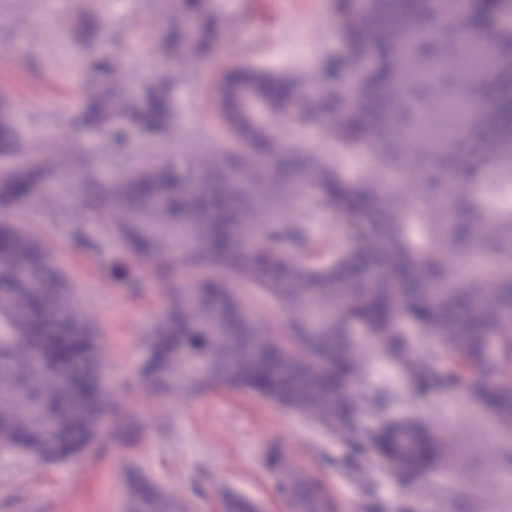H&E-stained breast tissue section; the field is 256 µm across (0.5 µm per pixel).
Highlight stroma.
<instances>
[{
  "label": "stroma",
  "instance_id": "1",
  "mask_svg": "<svg viewBox=\"0 0 512 512\" xmlns=\"http://www.w3.org/2000/svg\"><path fill=\"white\" fill-rule=\"evenodd\" d=\"M222 24L212 60L184 65L162 50L166 18L151 0H0V101L28 126L30 152L58 168L97 156L99 176L119 174L122 162L102 151L98 135L71 127L69 116L87 103L88 58L120 57V83L134 88L173 74L182 152L215 148L224 131L209 101L218 74L240 66L310 76L318 60L340 53L343 41L334 0H279L280 18L264 0H214ZM85 182L60 179L34 207L27 230L55 250L74 287V302L97 333L106 380L118 407L105 430L122 444H99L73 459L44 464L0 456V512H124L130 470H138L183 501L187 512H224V494L243 495L261 512H289L267 466L271 450L316 476L333 512H512V472L497 468L512 432L460 392L421 402L407 397L394 366L378 362L373 375L390 381L398 400L393 415L415 412L452 436L449 455L461 454L468 471L445 465L427 476L431 496L415 495L384 469L372 484L356 482L343 443L294 411L258 394L217 388L195 397L160 398L135 378L149 355L147 336L168 304L170 290L148 269H136V289L126 288L113 247L110 260L73 248L68 227L86 225L92 237L105 227L92 219ZM116 264L105 274L106 263Z\"/></svg>",
  "mask_w": 512,
  "mask_h": 512
}]
</instances>
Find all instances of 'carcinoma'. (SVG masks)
<instances>
[{
    "instance_id": "carcinoma-1",
    "label": "carcinoma",
    "mask_w": 512,
    "mask_h": 512,
    "mask_svg": "<svg viewBox=\"0 0 512 512\" xmlns=\"http://www.w3.org/2000/svg\"><path fill=\"white\" fill-rule=\"evenodd\" d=\"M345 54L313 76L242 69L224 93L249 90L258 112H221L224 150L185 154L173 137V79L128 89L122 66L89 58L100 76L74 126L101 132L136 160L104 182L107 242L72 224L81 250L117 243L162 287L188 281L154 324L139 381L162 398L213 387L259 393L295 411L408 484L448 462L430 420L390 413L395 391L372 378L395 365L413 396L462 391L512 432V0H337ZM220 24L213 0H170L164 52L202 60ZM195 32L193 45L185 38ZM316 126L335 145L319 155L294 139ZM0 456L46 463L102 440L113 400L94 332L72 303L55 255L16 217L58 180L29 154L25 129L0 107ZM413 175L393 193L385 179ZM307 195L304 206L296 191ZM332 217V253L314 226ZM465 253L461 268L448 260ZM248 294L275 301L288 335L260 324ZM404 322L422 336L405 337ZM37 355L40 370L31 367ZM279 493L300 512H328L317 478L276 454ZM126 512H184L132 475ZM224 512H257L235 493Z\"/></svg>"
}]
</instances>
